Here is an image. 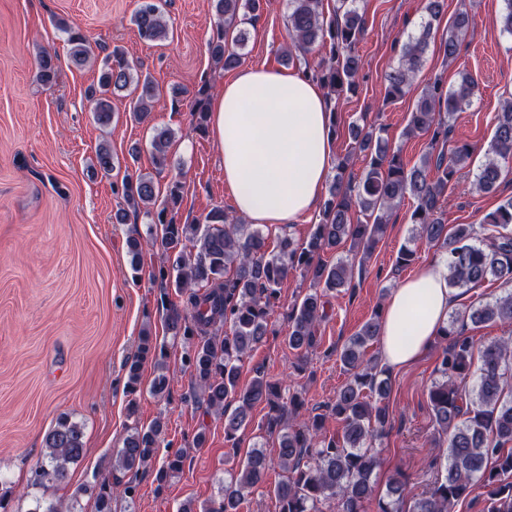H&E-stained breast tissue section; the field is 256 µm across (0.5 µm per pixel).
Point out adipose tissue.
<instances>
[{
  "label": "adipose tissue",
  "instance_id": "adipose-tissue-1",
  "mask_svg": "<svg viewBox=\"0 0 512 512\" xmlns=\"http://www.w3.org/2000/svg\"><path fill=\"white\" fill-rule=\"evenodd\" d=\"M332 123L323 89L304 70L246 67L224 82L209 102V131L236 212L274 229L311 219L332 174ZM456 304L440 261L395 288L380 328L387 365L417 360Z\"/></svg>",
  "mask_w": 512,
  "mask_h": 512
}]
</instances>
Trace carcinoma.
<instances>
[{"mask_svg":"<svg viewBox=\"0 0 512 512\" xmlns=\"http://www.w3.org/2000/svg\"><path fill=\"white\" fill-rule=\"evenodd\" d=\"M334 15L326 17L322 0H288V26L293 53L305 54L319 49L324 57L310 77L336 101L354 93L363 79V62L355 45L366 31L365 19L356 0H338ZM444 0H425L426 17L400 48L397 67L388 77L383 105L405 97L416 89V76L425 53L435 40L434 21L443 11ZM214 12L216 37L208 42V52L215 65L226 70L240 65L247 32H239L233 44L224 38V26L238 21L255 22L261 0H210ZM139 36L147 41H162L168 36L162 0H139L132 16ZM58 25L68 35L70 55L78 65L85 64L92 53L85 35L65 22ZM469 29V16L459 13L448 21L441 36L446 59L453 61ZM57 75L56 55L42 50L37 77L44 85ZM135 85L139 94L131 101L129 112L137 122L146 121L157 96L149 77L133 76V66L124 53L115 48L102 60L98 87L91 91L93 117L106 127L112 122V92ZM476 85L467 75L453 87L440 76L424 86L415 97L403 135L429 137L428 151L421 164L407 167L400 151L392 148L381 135V128L351 125L354 152L336 165V174L324 201L321 220L304 247H296L291 238L280 240L279 250L270 251L262 225L246 224L229 212L215 208L203 224H179L177 209L182 200L181 181L170 183L162 201L155 193L149 174L126 176L112 184V192L121 196L127 208L118 210L115 223L125 224L128 211L143 214L150 223L162 227L161 245L165 263L152 272V278L173 281L182 303L170 301L165 321L173 337H182L189 349L184 365L190 370L192 392L197 404L224 417V439L231 448L240 447L239 432L249 423L251 409L258 403L268 408L259 430L278 440V460L282 479L274 488L278 512H369L373 501L372 475L380 464L375 441L391 425L386 398L389 371L376 358H366V349L380 334L382 310L376 309L339 352L350 379L327 406V413L308 408L305 399L293 394L284 399L279 383L256 367L250 383L240 386L241 367L250 353L269 334L271 317L280 300L281 288L292 272H300L309 281L308 292L294 303L288 315L284 341L301 365L317 345V333L325 318L323 298L342 288L351 287L355 272L365 270V262L384 236L395 209L413 200L411 223L416 236L403 246L396 266L408 267L416 256V242L441 249L452 286L472 287L487 278L512 282V198L488 213L483 223L497 228L489 244L473 243L472 224H457L448 229L443 219V201L448 183L466 165L472 149L450 140L449 120L471 103ZM211 85L203 82L193 93L192 116L198 129L208 123ZM172 131L162 129L154 135L151 148L157 170L166 168ZM363 164L361 176H352L355 159ZM512 163V101L506 102L495 116V132L479 169L476 185L491 191L500 183L506 166ZM434 170L435 177L428 175ZM360 254L359 261L338 259L328 265L320 253L335 250L345 243ZM131 270L140 271L143 238L127 240ZM512 324V292L491 302L472 305L448 321L438 333L440 379L432 382L428 399L435 432L446 437L447 453L444 477L436 480L408 510H403L406 482L403 476L392 479L384 498L378 499L377 512H454L474 485L485 489V512H512V396L504 394V383L512 376V342L495 340L476 345L464 333L467 323ZM224 327V336L214 332ZM153 363L155 376L150 391L164 395L169 386L164 346L143 332L138 354L128 364L126 387L131 394L140 386V370ZM477 368L475 395L463 383ZM237 402L228 410L230 402ZM341 425L336 436L324 434L326 414ZM164 422L155 420L146 429L133 427L117 449L112 469L132 478L122 481L104 477L82 491L95 499L96 512H112L114 489L122 488L134 501L136 475L155 461L156 443ZM47 462L32 470L31 485L66 484L69 466L83 458L82 426L63 416L46 438ZM186 455L176 451L166 456L155 470L154 481L162 488L174 474L182 471ZM270 467L267 454L252 448L237 469L220 482L218 496L203 502L198 510L182 506L180 512H238L251 490L262 482Z\"/></svg>","mask_w":512,"mask_h":512,"instance_id":"1","label":"carcinoma"}]
</instances>
